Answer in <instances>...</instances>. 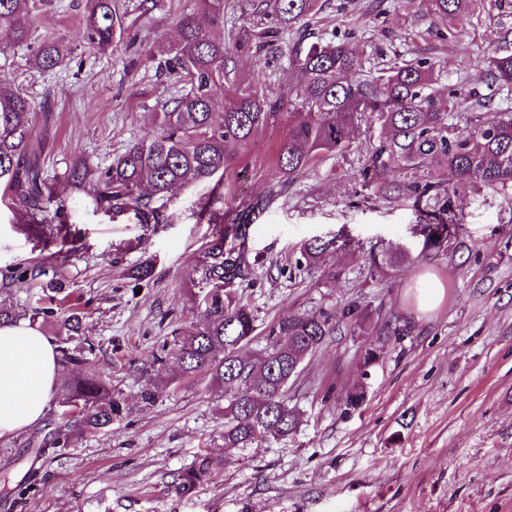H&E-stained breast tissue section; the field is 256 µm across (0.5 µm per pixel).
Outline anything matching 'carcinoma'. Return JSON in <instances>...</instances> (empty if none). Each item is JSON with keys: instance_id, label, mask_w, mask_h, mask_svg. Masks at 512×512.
Returning <instances> with one entry per match:
<instances>
[{"instance_id": "carcinoma-1", "label": "carcinoma", "mask_w": 512, "mask_h": 512, "mask_svg": "<svg viewBox=\"0 0 512 512\" xmlns=\"http://www.w3.org/2000/svg\"><path fill=\"white\" fill-rule=\"evenodd\" d=\"M428 12L443 25L485 9L486 0H423ZM203 12L181 16L178 39L158 41L150 58L183 84L172 106L156 113L158 132L148 142L129 146L100 177L79 160L69 169L68 181L92 197L96 206L117 216L137 213L143 224H158L152 206L191 181L217 178L259 128L284 119L287 132L277 166L288 181L309 170L320 158L366 144L358 176L372 189L404 203L419 214L422 250L448 242L462 223L456 201L463 192L477 194L488 187L512 191V109L501 108L468 89L448 91L438 98L432 91L439 74L426 58L396 63L381 75L356 79L366 57L351 43L330 39L289 46L275 43L283 32L301 31L318 14L322 0H254V11L270 17L272 26L257 32L251 27L235 36L224 35V0H199ZM43 0H0V53L30 44L42 12ZM124 0H84V22L78 39L89 49L106 50L129 38ZM276 50L288 58V70L301 76L277 96L262 79H243L231 66L243 51L259 56ZM63 40L40 37L32 65L40 71L58 67L67 55ZM499 87H512V52L501 50L478 61ZM472 127L463 133L455 121ZM51 113L28 98L15 78L0 75V187L15 194L27 216L26 228L45 242L66 247L64 258L76 255L78 233L66 223L67 198L54 193L44 176L45 141L37 122L48 125ZM446 169L452 181L444 185L424 173L426 164ZM259 199L238 211L234 224L205 202L203 211L216 225L212 240L200 252L192 287L199 290L203 308L199 322L174 331V355L180 375L203 374L224 393L226 448H259L297 434L305 413L291 403L290 384L301 375L306 360L334 336L336 319L324 311L294 313L270 326L265 346L251 357L240 348L254 339L255 318L237 303L233 288L248 280L256 262L246 247V226ZM336 238H316L302 249L306 266L323 267ZM421 258L402 247L373 249L366 257L370 270L386 275L411 267ZM32 319L51 318L59 335L57 350L64 366L88 371L67 380L58 393L63 425H53L29 443L42 456L49 449L68 448L76 438L108 427L126 412L123 393L91 369L94 343L82 335L84 311L69 297L59 307H35ZM212 475L208 457L201 456L178 473L173 491L192 494Z\"/></svg>"}]
</instances>
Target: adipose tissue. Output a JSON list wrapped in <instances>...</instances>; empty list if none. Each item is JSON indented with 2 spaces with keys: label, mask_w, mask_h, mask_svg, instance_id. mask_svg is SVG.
I'll list each match as a JSON object with an SVG mask.
<instances>
[{
  "label": "adipose tissue",
  "mask_w": 512,
  "mask_h": 512,
  "mask_svg": "<svg viewBox=\"0 0 512 512\" xmlns=\"http://www.w3.org/2000/svg\"><path fill=\"white\" fill-rule=\"evenodd\" d=\"M56 346L20 320L0 324V438L35 427L59 388Z\"/></svg>",
  "instance_id": "1"
}]
</instances>
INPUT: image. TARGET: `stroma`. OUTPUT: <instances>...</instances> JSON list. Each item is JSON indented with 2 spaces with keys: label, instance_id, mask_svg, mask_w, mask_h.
Returning a JSON list of instances; mask_svg holds the SVG:
<instances>
[{
  "label": "stroma",
  "instance_id": "obj_1",
  "mask_svg": "<svg viewBox=\"0 0 512 512\" xmlns=\"http://www.w3.org/2000/svg\"><path fill=\"white\" fill-rule=\"evenodd\" d=\"M327 2L310 25L315 36L350 41L373 73L398 57L430 58L440 67L442 95L460 85L487 94L473 59L498 51L512 34V8L447 28L420 0ZM80 3L43 6L39 31L70 44L60 68H33L31 45L0 54V73L16 76L54 114L45 166L54 192L69 199L79 251L61 261L55 246L27 235L19 206L0 204V297L20 311L39 306L42 277L18 281L15 271L56 273L82 299L96 371L123 393L129 410L74 447L39 458L27 446L32 432L0 439V474L13 486L31 478L30 512H512V200L492 189L462 196L457 238L426 253L412 207L361 188L363 145L290 183L276 164L285 121L259 130L225 171L215 202L231 218L253 201H269L248 229L259 263L237 287V300L262 330L295 312L341 316L352 302L361 321L340 323L292 385L294 403L307 414L297 435L261 448L225 447L223 393L204 377H182L174 363L155 361L173 329L201 317L190 276L214 233L199 212L211 183L194 181L155 200L162 223L116 224L64 177L74 158L102 170L154 136L155 113L182 86L146 52L156 40L175 39L177 19L196 0H159L148 14L141 0H126L135 48L105 52L75 41ZM326 234L339 240L326 257L335 278L298 270L303 246ZM396 245L420 254L417 266L372 277L369 249ZM146 261L151 277L132 279L131 270ZM427 274L442 284L444 298L422 311L414 290ZM389 324L397 334H386ZM368 346L379 360L365 372ZM148 379L163 391L145 407L139 391ZM329 385L339 396L364 388L363 405L343 413L322 403ZM203 455L211 481L176 495L174 477Z\"/></svg>",
  "mask_w": 512,
  "mask_h": 512
}]
</instances>
